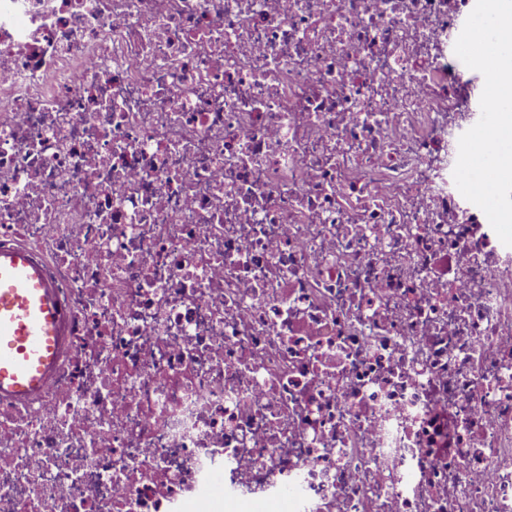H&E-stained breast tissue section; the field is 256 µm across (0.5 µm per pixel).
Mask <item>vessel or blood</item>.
<instances>
[{
    "label": "vessel or blood",
    "instance_id": "vessel-or-blood-1",
    "mask_svg": "<svg viewBox=\"0 0 512 512\" xmlns=\"http://www.w3.org/2000/svg\"><path fill=\"white\" fill-rule=\"evenodd\" d=\"M61 311L25 250L0 251V392L38 387L54 362Z\"/></svg>",
    "mask_w": 512,
    "mask_h": 512
}]
</instances>
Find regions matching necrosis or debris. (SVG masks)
<instances>
[{"label":"necrosis or debris","instance_id":"obj_1","mask_svg":"<svg viewBox=\"0 0 512 512\" xmlns=\"http://www.w3.org/2000/svg\"><path fill=\"white\" fill-rule=\"evenodd\" d=\"M474 6L0 0V249L66 313L0 395V512H512ZM453 65L459 75V79L462 82L463 87L467 91L468 89L471 91L472 98L481 94L484 87L483 75L476 70L469 69L461 61H454Z\"/></svg>","mask_w":512,"mask_h":512}]
</instances>
